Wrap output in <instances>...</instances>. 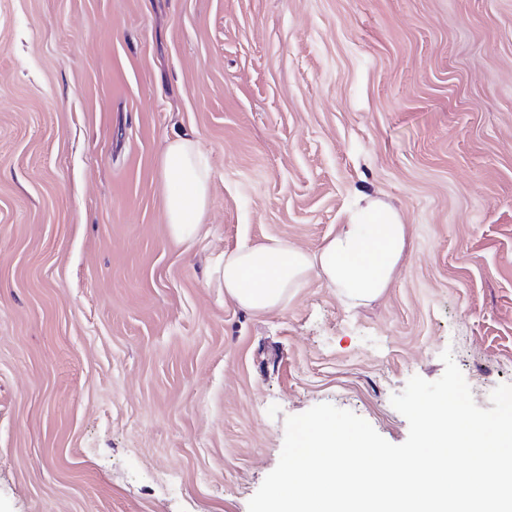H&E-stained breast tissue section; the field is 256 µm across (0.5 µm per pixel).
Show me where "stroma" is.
I'll return each instance as SVG.
<instances>
[{
	"instance_id": "35a3bbf8",
	"label": "stroma",
	"mask_w": 512,
	"mask_h": 512,
	"mask_svg": "<svg viewBox=\"0 0 512 512\" xmlns=\"http://www.w3.org/2000/svg\"><path fill=\"white\" fill-rule=\"evenodd\" d=\"M176 135L212 170L191 244ZM364 195L408 229L370 304L212 279ZM447 349L479 407L512 384V0H0V512H248L286 417L403 443L391 397ZM164 214L170 235L193 242L200 234L211 186V169L196 141L181 136L167 142L159 161Z\"/></svg>"
}]
</instances>
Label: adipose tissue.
Masks as SVG:
<instances>
[{"label": "adipose tissue", "instance_id": "adipose-tissue-1", "mask_svg": "<svg viewBox=\"0 0 512 512\" xmlns=\"http://www.w3.org/2000/svg\"><path fill=\"white\" fill-rule=\"evenodd\" d=\"M159 167L169 233L180 242L194 241L209 202L208 160L196 141L181 136L167 142ZM406 247L407 226L397 210L371 199L357 206L349 223L339 225L316 252L272 239L225 253L213 273L225 297L258 313L283 307L292 289L313 274L357 306L390 287Z\"/></svg>", "mask_w": 512, "mask_h": 512}]
</instances>
